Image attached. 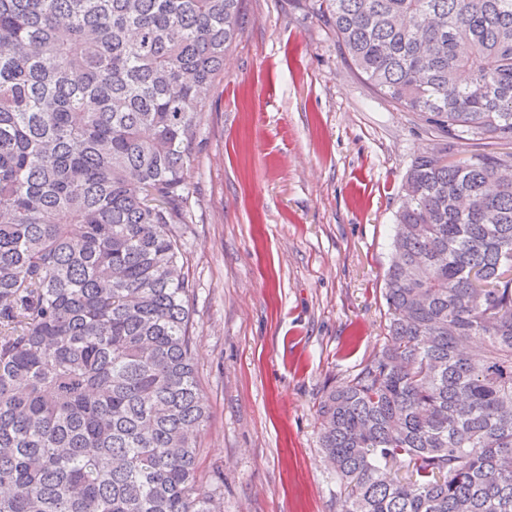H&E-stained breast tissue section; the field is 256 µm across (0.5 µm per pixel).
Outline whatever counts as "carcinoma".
<instances>
[{
	"label": "carcinoma",
	"mask_w": 512,
	"mask_h": 512,
	"mask_svg": "<svg viewBox=\"0 0 512 512\" xmlns=\"http://www.w3.org/2000/svg\"><path fill=\"white\" fill-rule=\"evenodd\" d=\"M440 150L389 343L319 404L338 512H512V0H317ZM242 0H0V512H221L176 225ZM491 144V142H488V140L483 141H467L463 140L460 141L458 146H456L455 151L452 154L448 155V161H457V160H463L470 156L474 152H482V151H512V148L508 149L507 146L503 145H488Z\"/></svg>",
	"instance_id": "obj_1"
}]
</instances>
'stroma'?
<instances>
[{
	"label": "stroma",
	"mask_w": 512,
	"mask_h": 512,
	"mask_svg": "<svg viewBox=\"0 0 512 512\" xmlns=\"http://www.w3.org/2000/svg\"><path fill=\"white\" fill-rule=\"evenodd\" d=\"M188 168L201 471L224 512H337L318 407L386 342L411 163L439 144L351 67L314 0H243Z\"/></svg>",
	"instance_id": "stroma-1"
}]
</instances>
